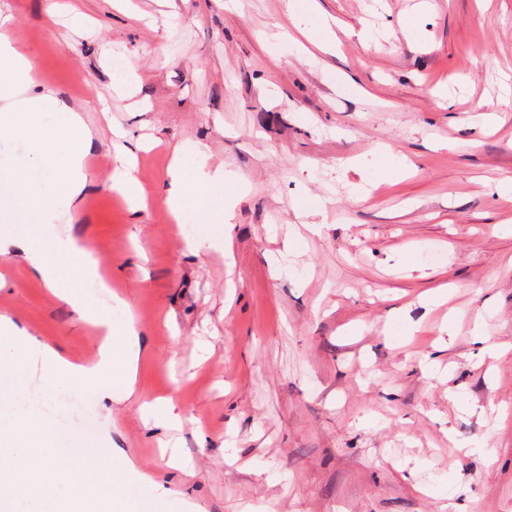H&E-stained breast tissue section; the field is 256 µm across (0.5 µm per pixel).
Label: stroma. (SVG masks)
<instances>
[{
  "label": "stroma",
  "instance_id": "stroma-1",
  "mask_svg": "<svg viewBox=\"0 0 512 512\" xmlns=\"http://www.w3.org/2000/svg\"><path fill=\"white\" fill-rule=\"evenodd\" d=\"M317 2L306 23L336 20L328 52L271 47L295 29L285 0H0L36 63L30 94L54 90L94 132L81 200L54 226L89 246L141 332L136 398L76 407L79 423L168 490L166 512H512V192L495 188L512 178V0ZM480 103L498 127H470ZM118 129L150 140L135 214L111 187ZM185 140L247 185L229 225L197 227L229 236L232 261L186 251L159 196ZM380 143L416 172L357 198ZM312 194L319 229L288 254ZM0 276V316L92 360L94 331L23 260L0 256ZM436 288L449 297L432 306ZM393 309L411 340L386 336ZM487 341L504 353L484 357ZM159 398L180 430L141 419ZM173 437L192 481L162 456Z\"/></svg>",
  "mask_w": 512,
  "mask_h": 512
}]
</instances>
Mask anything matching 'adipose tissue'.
<instances>
[{"mask_svg":"<svg viewBox=\"0 0 512 512\" xmlns=\"http://www.w3.org/2000/svg\"><path fill=\"white\" fill-rule=\"evenodd\" d=\"M12 17L0 14V255H18L31 272L94 329L93 361L75 364L0 316V512H142L141 474L128 457L105 455L94 436L60 426L71 395L93 404L136 393L140 334L129 304L113 297L99 306L93 289H108L92 251L57 235L48 215L73 207L86 185L85 158L92 133L74 108L43 90L21 105L19 88L34 83L32 57L10 36ZM206 145L175 146L161 196L187 251L230 252V243L187 231L204 218L230 217L245 191L224 168L208 166ZM38 352L43 385L26 386L24 371Z\"/></svg>","mask_w":512,"mask_h":512,"instance_id":"adipose-tissue-1","label":"adipose tissue"}]
</instances>
